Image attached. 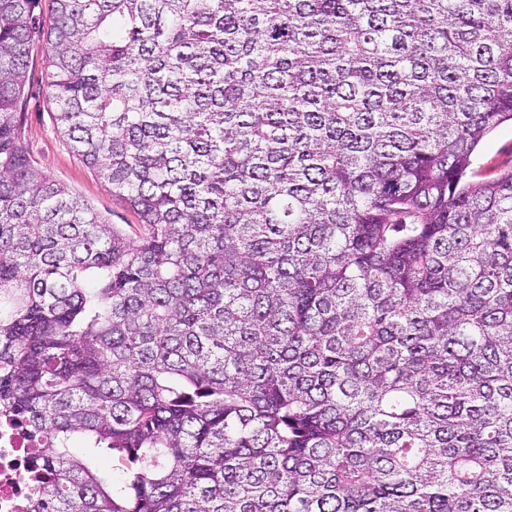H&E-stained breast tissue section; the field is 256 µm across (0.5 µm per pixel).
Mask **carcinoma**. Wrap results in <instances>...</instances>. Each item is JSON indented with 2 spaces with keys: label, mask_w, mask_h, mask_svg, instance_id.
<instances>
[{
  "label": "carcinoma",
  "mask_w": 512,
  "mask_h": 512,
  "mask_svg": "<svg viewBox=\"0 0 512 512\" xmlns=\"http://www.w3.org/2000/svg\"><path fill=\"white\" fill-rule=\"evenodd\" d=\"M0 0V419L30 512H512V0ZM57 129L130 239L35 170ZM112 455L124 486L69 452ZM47 55L42 37L36 34L27 71L22 112V138L34 167L83 197L105 218L119 224L130 235L138 224L136 215L112 193V187L88 168L70 148L54 123V105L49 101L45 83ZM496 167L507 170L512 167V125L502 124L493 133L483 139L479 146L472 171L479 179L488 169ZM46 448L8 421L0 424V512H28L47 486Z\"/></svg>",
  "instance_id": "obj_1"
}]
</instances>
